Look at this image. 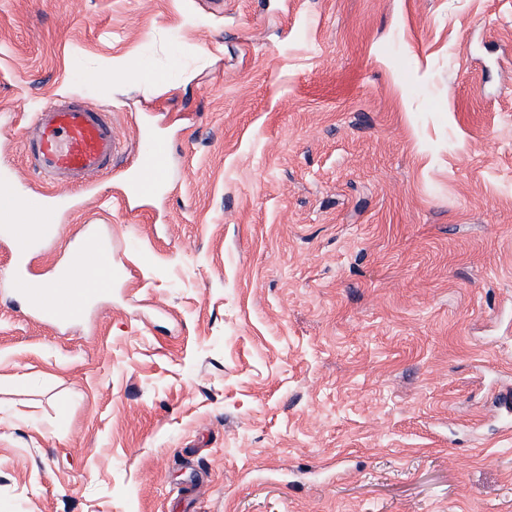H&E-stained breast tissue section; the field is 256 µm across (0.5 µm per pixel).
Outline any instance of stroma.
Listing matches in <instances>:
<instances>
[{
  "instance_id": "35a3bbf8",
  "label": "stroma",
  "mask_w": 512,
  "mask_h": 512,
  "mask_svg": "<svg viewBox=\"0 0 512 512\" xmlns=\"http://www.w3.org/2000/svg\"><path fill=\"white\" fill-rule=\"evenodd\" d=\"M57 97L171 158L50 187L32 274L92 222L121 275L85 322L0 279V512H512V0H0L19 195ZM142 146H136L134 156L136 167L125 187L127 205L154 191L158 186V177L165 172L170 162V146L151 130H147L140 139ZM156 176V180H150Z\"/></svg>"
}]
</instances>
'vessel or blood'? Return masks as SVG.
I'll use <instances>...</instances> for the list:
<instances>
[{
	"mask_svg": "<svg viewBox=\"0 0 512 512\" xmlns=\"http://www.w3.org/2000/svg\"><path fill=\"white\" fill-rule=\"evenodd\" d=\"M25 150L30 173L39 184L26 200L27 210L42 220L43 227L40 237L18 243L5 277L14 285L28 287L32 317L67 326L84 318L82 306H55L42 289L28 286L32 251L55 233L57 208L40 187L67 184L91 190V177L110 175L114 159L125 149L114 136L110 114L56 99L31 116L25 128ZM134 155L136 167L125 187V199L130 203L156 189V177L165 172L170 162V146L149 130ZM16 207L15 196L8 189H1L0 234L4 237H14L17 232L16 226L5 222Z\"/></svg>",
	"mask_w": 512,
	"mask_h": 512,
	"instance_id": "1",
	"label": "vessel or blood"
}]
</instances>
